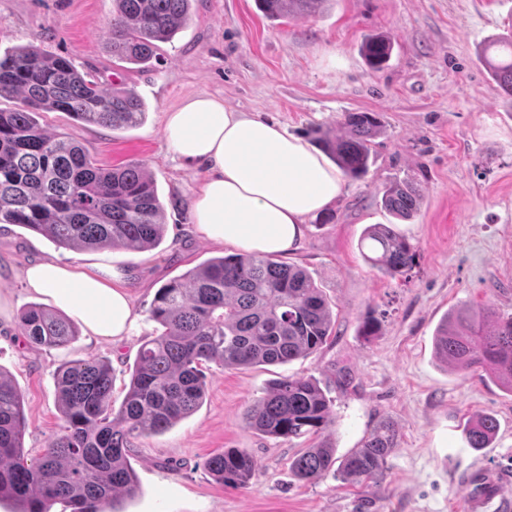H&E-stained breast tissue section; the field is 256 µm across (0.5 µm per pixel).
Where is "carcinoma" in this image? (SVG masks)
Masks as SVG:
<instances>
[{"instance_id":"carcinoma-1","label":"carcinoma","mask_w":512,"mask_h":512,"mask_svg":"<svg viewBox=\"0 0 512 512\" xmlns=\"http://www.w3.org/2000/svg\"><path fill=\"white\" fill-rule=\"evenodd\" d=\"M329 0H256L272 20L299 18ZM112 58L140 65L189 21L191 0H112ZM388 36L366 39L361 51L380 70L389 61ZM489 74L512 103V40L500 44L498 58H486ZM19 105L0 109V224H17L73 251L124 247L148 251L164 234L163 204L142 163L120 169L97 166L87 150L44 133L38 117L64 112L71 118L113 131L134 127L146 112L132 90L103 91L63 56L33 42L0 54V99ZM345 134L325 144L342 173L364 175L372 147L382 133L372 112H347ZM392 216L408 220L420 197L411 182L395 183L381 197ZM364 258L389 276L416 262L414 246L394 227L374 224L364 234ZM157 334L139 349L127 392L112 400L108 364L68 360L54 378L62 433L42 452L28 457L24 447V398L0 369V501L14 512H122L119 496L138 489L129 456L134 441L161 434L196 411L206 395L203 366L227 369L287 364L306 358L331 336L335 320L326 296L307 270L268 256L239 253L210 258L158 289L150 312ZM21 335L38 346L61 349L77 338L74 324L41 304L21 313ZM435 356L458 372L483 369L512 393V316L488 307L461 308L438 330ZM244 427L271 438L320 435L333 423L330 400L308 377L275 380L244 413ZM498 429L491 415L476 416L465 428L469 447L489 445ZM394 425L380 421L360 448L336 461L325 443L295 457L292 471L315 482L335 467L345 480H376L396 445ZM212 476L236 489L249 486L255 461L245 450L227 448L212 456Z\"/></svg>"}]
</instances>
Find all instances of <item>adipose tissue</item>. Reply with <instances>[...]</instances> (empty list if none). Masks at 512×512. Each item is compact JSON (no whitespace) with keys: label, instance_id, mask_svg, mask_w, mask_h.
I'll return each instance as SVG.
<instances>
[{"label":"adipose tissue","instance_id":"adipose-tissue-1","mask_svg":"<svg viewBox=\"0 0 512 512\" xmlns=\"http://www.w3.org/2000/svg\"><path fill=\"white\" fill-rule=\"evenodd\" d=\"M165 142L181 162L203 171L192 216L203 238L248 254L296 247L306 222L344 192L340 172L282 124L193 95L166 113ZM29 292L48 296L95 338L121 342L138 315L121 277L47 259L24 269Z\"/></svg>","mask_w":512,"mask_h":512}]
</instances>
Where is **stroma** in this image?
Listing matches in <instances>:
<instances>
[{
  "mask_svg": "<svg viewBox=\"0 0 512 512\" xmlns=\"http://www.w3.org/2000/svg\"><path fill=\"white\" fill-rule=\"evenodd\" d=\"M112 0H0V51L36 42L70 57L103 90L127 87L145 102L144 122L112 131L42 113L41 126L85 147L106 169L143 162L165 206L162 244L149 252L107 248L75 252L14 224L0 226V291L10 293L0 322V369L24 397V447L37 453L60 434L54 372L65 360H104L112 399L121 402L142 343L155 334L150 310L158 288L205 260L231 254L200 238L191 218L199 170L168 150L163 115L195 94L224 98L237 110L284 124L313 141L336 135L347 112H376L385 130L368 173L345 179L330 205L332 223L310 220L285 261L304 267L336 315L333 336L314 354L285 365L206 371L207 397L187 419L136 440L130 456L137 493L124 512H467L464 476L496 474L512 455V394L484 372L438 364L432 339L443 316L488 306L512 315V104L480 61L489 43L512 34V0H328L304 19L271 21L255 0H193L188 24L161 44L150 65L129 69L109 47ZM391 34L388 66L371 71L359 47ZM411 180L421 206L413 220L393 221L380 205L385 186ZM394 224L417 251V264L391 277L363 257L360 240L372 224ZM46 258L122 274L139 315L138 329L115 346L86 335L46 349L19 330L24 308L44 303L21 273ZM377 336H362L366 317ZM315 379L331 401L335 423L320 437L345 457L376 423L391 420L398 441L382 476L352 483L328 472L298 481L293 459L311 442L248 430L245 408L277 379ZM498 421L490 447L469 448L467 422ZM227 448L247 449L255 477L248 488L216 482L206 462Z\"/></svg>",
  "mask_w": 512,
  "mask_h": 512,
  "instance_id": "stroma-1",
  "label": "stroma"
}]
</instances>
